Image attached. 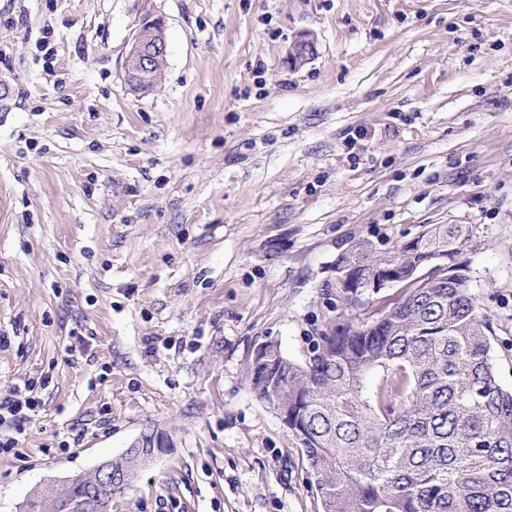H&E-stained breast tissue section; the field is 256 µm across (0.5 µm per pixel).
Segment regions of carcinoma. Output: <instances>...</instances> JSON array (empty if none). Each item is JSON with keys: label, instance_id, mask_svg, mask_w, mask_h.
Masks as SVG:
<instances>
[{"label": "carcinoma", "instance_id": "1", "mask_svg": "<svg viewBox=\"0 0 512 512\" xmlns=\"http://www.w3.org/2000/svg\"><path fill=\"white\" fill-rule=\"evenodd\" d=\"M473 242L470 224H430L386 252L356 242L336 261L340 308L305 360L278 346L252 359L251 388L300 441L321 512H512V389L461 261ZM393 267L404 276L380 309L353 312ZM145 463L109 466L131 482ZM92 489L87 477L48 495L69 512Z\"/></svg>", "mask_w": 512, "mask_h": 512}]
</instances>
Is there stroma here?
<instances>
[{"label":"stroma","mask_w":512,"mask_h":512,"mask_svg":"<svg viewBox=\"0 0 512 512\" xmlns=\"http://www.w3.org/2000/svg\"><path fill=\"white\" fill-rule=\"evenodd\" d=\"M430 224L474 227L512 389V0H0V401L40 402L0 421V512L147 430L165 448L112 512H320L252 353L303 361L338 257ZM167 54L168 45L163 21H143L126 59L128 84L143 91L153 88L161 79Z\"/></svg>","instance_id":"stroma-1"}]
</instances>
